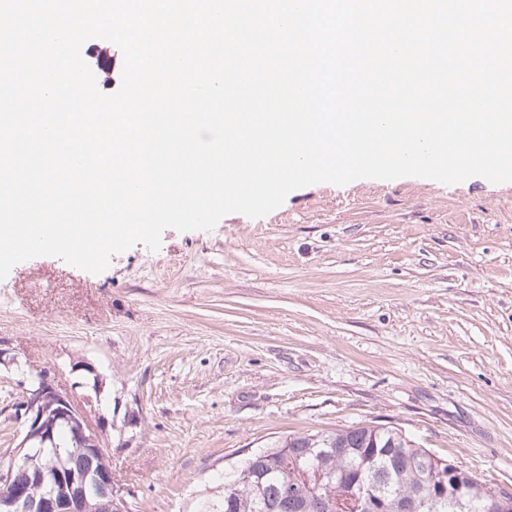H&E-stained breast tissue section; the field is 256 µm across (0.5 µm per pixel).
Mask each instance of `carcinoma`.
I'll list each match as a JSON object with an SVG mask.
<instances>
[{
    "label": "carcinoma",
    "instance_id": "cac0c4a2",
    "mask_svg": "<svg viewBox=\"0 0 512 512\" xmlns=\"http://www.w3.org/2000/svg\"><path fill=\"white\" fill-rule=\"evenodd\" d=\"M72 451L70 431L62 425L43 462ZM460 474L464 509L432 501L431 489L449 481L448 461L416 446L395 426L358 423L288 436L258 449L224 477L220 504L201 512H351L352 498L363 487L381 498L383 512H492L493 487Z\"/></svg>",
    "mask_w": 512,
    "mask_h": 512
}]
</instances>
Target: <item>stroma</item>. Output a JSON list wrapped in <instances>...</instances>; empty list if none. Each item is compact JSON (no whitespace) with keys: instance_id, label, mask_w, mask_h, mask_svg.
Listing matches in <instances>:
<instances>
[{"instance_id":"35a3bbf8","label":"stroma","mask_w":512,"mask_h":512,"mask_svg":"<svg viewBox=\"0 0 512 512\" xmlns=\"http://www.w3.org/2000/svg\"><path fill=\"white\" fill-rule=\"evenodd\" d=\"M0 347L62 388L95 369L132 512H198L254 449L359 422L512 489V183H318L98 275L36 257L0 281ZM22 379L0 365V461Z\"/></svg>"}]
</instances>
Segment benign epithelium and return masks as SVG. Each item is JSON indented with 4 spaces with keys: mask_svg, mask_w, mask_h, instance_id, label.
<instances>
[{
    "mask_svg": "<svg viewBox=\"0 0 512 512\" xmlns=\"http://www.w3.org/2000/svg\"><path fill=\"white\" fill-rule=\"evenodd\" d=\"M29 386L15 403L16 416L24 420V433L8 463L0 465V512H128V502L117 493L112 467L106 462L110 444L89 422L95 400L55 384L46 367L24 371ZM71 429L76 454L84 465L74 469L54 465V485L44 487V475L28 449L54 440L57 426ZM495 512H512V490L492 494Z\"/></svg>",
    "mask_w": 512,
    "mask_h": 512,
    "instance_id": "obj_1",
    "label": "benign epithelium"
}]
</instances>
